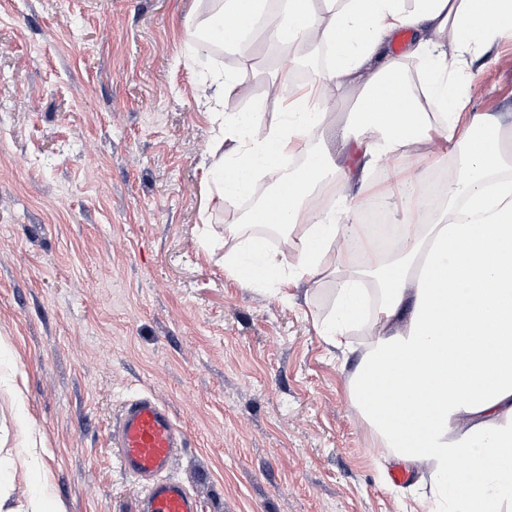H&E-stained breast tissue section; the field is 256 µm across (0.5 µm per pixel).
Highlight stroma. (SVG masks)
<instances>
[{
  "label": "stroma",
  "instance_id": "obj_1",
  "mask_svg": "<svg viewBox=\"0 0 512 512\" xmlns=\"http://www.w3.org/2000/svg\"><path fill=\"white\" fill-rule=\"evenodd\" d=\"M208 0H0V463L11 507L48 475L60 512H139L109 442L148 394L187 435L171 470L200 512H429L434 476L401 486L351 409L360 356L330 351L322 276L258 291L224 272L243 201L206 191L210 112L282 118L261 40L203 51ZM241 72L213 103L208 76ZM471 112L512 106V39L462 85ZM369 183L402 219L394 168Z\"/></svg>",
  "mask_w": 512,
  "mask_h": 512
}]
</instances>
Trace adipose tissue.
Returning a JSON list of instances; mask_svg holds the SVG:
<instances>
[{
    "mask_svg": "<svg viewBox=\"0 0 512 512\" xmlns=\"http://www.w3.org/2000/svg\"><path fill=\"white\" fill-rule=\"evenodd\" d=\"M326 2L329 23L312 14L309 0H281L268 31L272 42L311 41L330 53L278 125L253 141L255 113L212 115L214 193L244 197L258 178L271 177V191L246 221L298 245L291 258L269 249L264 237L240 235L224 271L244 288L331 274L335 306L322 336L339 348L353 327L365 329L367 351L349 382L355 414L393 457L432 468L435 494L449 512H512V176L504 173L512 121L464 115L458 89L462 76L482 69L512 36V0ZM404 28L413 32L409 56L423 65L416 90L389 51ZM390 78L395 108L377 111L373 95ZM320 90L357 98L349 124L318 111ZM424 98L435 113L422 110ZM312 129L321 132V148L287 173L289 155L304 150ZM434 138L449 150L434 154L429 175L450 156L458 167L439 212L403 225L391 254L354 223L360 195L345 196L342 214L319 209L315 192L328 172L362 185L383 158ZM347 239L359 246L360 262L337 253V242ZM333 256L338 264H330Z\"/></svg>",
    "mask_w": 512,
    "mask_h": 512,
    "instance_id": "obj_1",
    "label": "adipose tissue"
}]
</instances>
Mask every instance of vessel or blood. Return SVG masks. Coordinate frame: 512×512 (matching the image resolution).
Wrapping results in <instances>:
<instances>
[{
  "label": "vessel or blood",
  "instance_id": "b4317fda",
  "mask_svg": "<svg viewBox=\"0 0 512 512\" xmlns=\"http://www.w3.org/2000/svg\"><path fill=\"white\" fill-rule=\"evenodd\" d=\"M111 442L125 474L145 489L141 512H198L188 486L168 476L186 437L166 405L149 395L126 400Z\"/></svg>",
  "mask_w": 512,
  "mask_h": 512
}]
</instances>
